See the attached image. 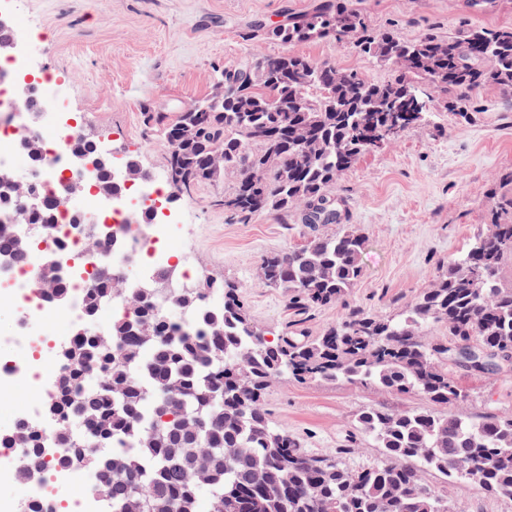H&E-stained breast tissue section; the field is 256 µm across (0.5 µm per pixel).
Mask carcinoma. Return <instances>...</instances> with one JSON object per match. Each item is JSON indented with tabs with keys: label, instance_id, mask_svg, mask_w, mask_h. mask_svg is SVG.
Here are the masks:
<instances>
[{
	"label": "carcinoma",
	"instance_id": "cac0c4a2",
	"mask_svg": "<svg viewBox=\"0 0 512 512\" xmlns=\"http://www.w3.org/2000/svg\"><path fill=\"white\" fill-rule=\"evenodd\" d=\"M345 31L362 53L394 69V78L361 81L353 70L288 52L217 68L214 84H229L231 92L196 101L172 121L147 113L169 147L173 191L232 174L224 209L239 217L261 210L286 218L299 205L301 223L341 226L262 258L266 285L286 293L297 311L344 300L362 276L365 240L344 224L336 180L361 155L426 120L424 112H403L398 130L389 132L393 118L379 111L382 104L427 78L448 97V111L464 118L462 102L471 92L487 85L512 91V27L408 41L374 31L352 0H325L310 14L268 29L258 25L243 37L290 45L339 42ZM216 154L223 156L220 167L212 164ZM254 171L261 172L258 189ZM93 180L103 197L121 190L109 166ZM9 201L30 224L49 223L64 203L44 197L30 210L0 189V203ZM33 247L0 235V258L13 263H26ZM506 262H512V218L495 204L486 233L420 292L405 317L349 308L318 336L275 341L253 324L234 287L207 279L188 300L176 296L161 308L150 289L139 288L125 297L126 312L107 333L92 329L57 349V400L44 414L51 422L77 419L78 431L63 426L55 436V447L67 452L51 456L40 424L29 421L0 435V446L26 449L18 470L25 482L31 470L50 464L93 469L99 484L111 487L108 512H125L132 494L149 498L157 512H197L201 486L187 473L202 447L214 449L207 484L212 512H448L450 498L423 482L426 471L511 498L512 418L455 412L465 394L449 372L463 367L452 348L471 343L492 352L487 371L512 364V285L499 279ZM113 294L112 277L98 279L86 294L82 322L94 323ZM215 296L221 303L211 302ZM184 301L187 331L176 336L168 309ZM144 325L156 341H142ZM431 327L445 329L447 339H427ZM281 373L417 394L440 410L361 412L359 428L381 448V460L347 469L341 452L310 456L288 431L270 425L263 394L268 379ZM187 420L195 429L184 428Z\"/></svg>",
	"mask_w": 512,
	"mask_h": 512
}]
</instances>
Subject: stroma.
I'll return each mask as SVG.
<instances>
[{
    "label": "stroma",
    "instance_id": "stroma-1",
    "mask_svg": "<svg viewBox=\"0 0 512 512\" xmlns=\"http://www.w3.org/2000/svg\"><path fill=\"white\" fill-rule=\"evenodd\" d=\"M319 0H0V11L32 42L31 75L56 83L71 115L115 154L137 158L164 175L168 146L146 113L176 117L213 90L216 66L287 51L331 61L364 78L391 79L352 44L325 39L286 46L248 28L313 11ZM372 28L411 40L471 27L512 26V0H356ZM468 119L452 114L434 95L431 118L380 151L362 155L336 181L346 222L365 240L363 274L345 301L301 311L260 272L264 255L305 244L310 229L263 212L243 219L216 201L230 192L233 175L180 195L171 208L178 222L168 251L189 258L198 275L237 286L254 325L275 338L301 330L320 335L357 306L400 317L439 272L486 232L493 202H512V95L488 86L465 102ZM466 400L458 413L512 417V371L456 370ZM263 407L312 456L340 455L359 468L381 455L356 417L375 407L404 411L424 398L397 395L345 381L270 379ZM428 485L464 502L468 512H512V498L492 496L467 483L426 476Z\"/></svg>",
    "mask_w": 512,
    "mask_h": 512
}]
</instances>
